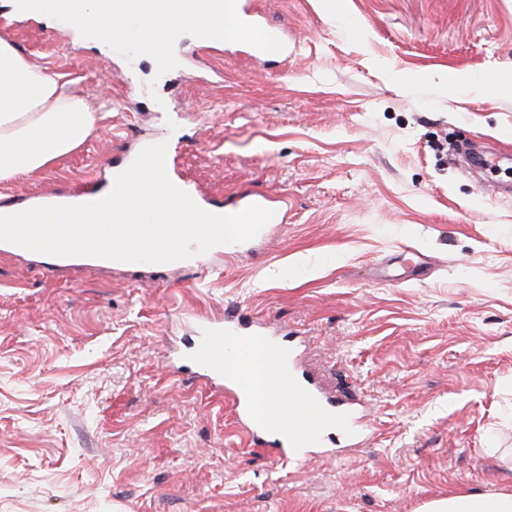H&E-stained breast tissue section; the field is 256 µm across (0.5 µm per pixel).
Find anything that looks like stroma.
<instances>
[{"mask_svg":"<svg viewBox=\"0 0 512 512\" xmlns=\"http://www.w3.org/2000/svg\"><path fill=\"white\" fill-rule=\"evenodd\" d=\"M255 0L288 60L257 66L185 33L161 74L124 46L35 17L0 38L71 80L96 117L52 167L0 182V206L67 196L169 140L170 170L221 200L288 202L261 251L180 267L44 273L0 253V512H422L512 494V165L480 194L435 148L512 138V0ZM417 280L378 278L404 247ZM235 308L306 340L304 364L364 401L374 437L291 468L248 446L223 398L169 359L196 319Z\"/></svg>","mask_w":512,"mask_h":512,"instance_id":"obj_1","label":"stroma"}]
</instances>
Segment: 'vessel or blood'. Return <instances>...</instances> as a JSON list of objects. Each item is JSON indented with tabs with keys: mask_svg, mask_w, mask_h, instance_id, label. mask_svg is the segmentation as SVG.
<instances>
[{
	"mask_svg": "<svg viewBox=\"0 0 512 512\" xmlns=\"http://www.w3.org/2000/svg\"><path fill=\"white\" fill-rule=\"evenodd\" d=\"M109 7L97 21L82 32L94 37L100 26L120 17L134 31L150 29V0H108ZM174 21L159 41H136V48L152 56L158 66H167L178 32L191 21L200 0H175ZM215 10H226L233 20L224 41L246 52L261 65H269L272 54L290 56L293 48L287 34L275 28L255 11L251 0H211ZM195 203L205 211L235 214L248 206L258 205L273 211V223L288 221V203L268 195L243 192L226 206L195 196ZM46 269L96 270L112 267L104 258L80 260L74 257L43 256ZM261 340L270 350L276 378L274 394L259 395L257 385L247 371L233 374L224 371V345L232 341L240 360H247L253 340ZM302 341L291 334H279L268 322L243 320L239 312L228 309L224 318L199 319L191 341L179 352L178 363L187 375L205 380L223 393L234 413L237 427L246 443L263 448L274 464L302 463L318 456L337 458L346 449L360 447L373 431L363 423L361 403L328 391L322 381L301 363Z\"/></svg>",
	"mask_w": 512,
	"mask_h": 512,
	"instance_id": "1",
	"label": "vessel or blood"
}]
</instances>
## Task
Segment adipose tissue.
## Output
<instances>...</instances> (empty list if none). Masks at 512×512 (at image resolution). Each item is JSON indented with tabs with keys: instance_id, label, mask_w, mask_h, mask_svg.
<instances>
[{
	"instance_id": "adipose-tissue-1",
	"label": "adipose tissue",
	"mask_w": 512,
	"mask_h": 512,
	"mask_svg": "<svg viewBox=\"0 0 512 512\" xmlns=\"http://www.w3.org/2000/svg\"><path fill=\"white\" fill-rule=\"evenodd\" d=\"M95 115L65 75L33 63L0 39V182L47 169L90 136ZM425 512H512V495L438 499Z\"/></svg>"
}]
</instances>
